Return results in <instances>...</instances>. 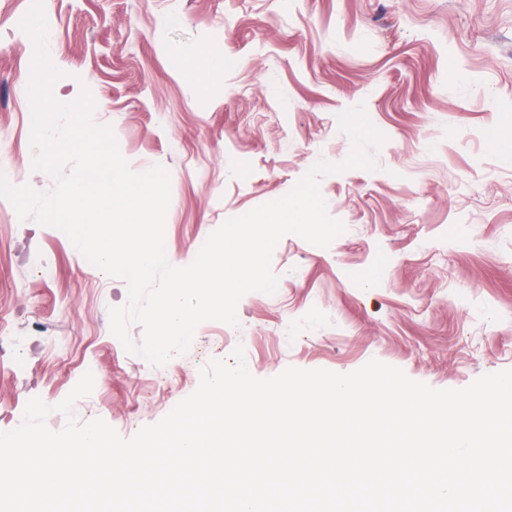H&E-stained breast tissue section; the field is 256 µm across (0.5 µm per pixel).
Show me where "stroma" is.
Segmentation results:
<instances>
[{
	"label": "stroma",
	"mask_w": 512,
	"mask_h": 512,
	"mask_svg": "<svg viewBox=\"0 0 512 512\" xmlns=\"http://www.w3.org/2000/svg\"><path fill=\"white\" fill-rule=\"evenodd\" d=\"M31 0H0V168L38 192L26 95L34 47L12 25ZM53 95L89 89L138 173L171 178L165 246L175 266L227 219L287 195L318 160L351 142L339 113L364 106L386 136L376 171L321 179L345 231L322 248L277 244L274 294L251 292L238 326L201 323L165 366L128 353L108 309L128 285L91 264L59 229L0 206V432L31 398L57 409L85 372L78 422L125 439L193 393L210 360L250 373L289 367L350 373L376 359L434 389L512 369V0H44ZM224 58L222 79L179 61Z\"/></svg>",
	"instance_id": "35a3bbf8"
}]
</instances>
